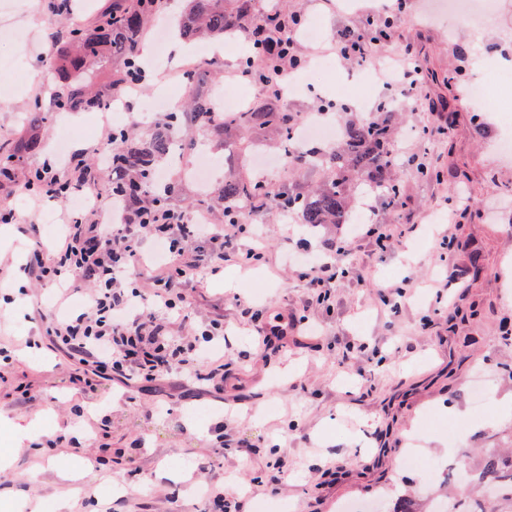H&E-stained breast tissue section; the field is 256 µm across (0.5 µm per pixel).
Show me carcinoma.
Returning a JSON list of instances; mask_svg holds the SVG:
<instances>
[{"instance_id":"cac0c4a2","label":"carcinoma","mask_w":512,"mask_h":512,"mask_svg":"<svg viewBox=\"0 0 512 512\" xmlns=\"http://www.w3.org/2000/svg\"><path fill=\"white\" fill-rule=\"evenodd\" d=\"M189 2V8L175 23L176 34L186 41L207 37L221 42L256 29L251 22L253 0H237V6L230 11L224 9V0ZM156 10L157 6L150 4V0H112V8L93 25L75 26L59 37L56 74L63 85L61 109L83 112L102 104L101 95L88 96L84 85L77 80V74L91 61L133 57L144 25ZM213 111L215 107L210 97L203 93L192 97L196 121L205 122L207 114ZM297 120V114L281 108L277 98L271 96L263 103L251 105L245 112L211 125V129L227 132L236 124L272 128L287 142ZM177 134L175 125L169 123L156 129L142 143L119 140L105 144L106 155L116 160L114 169L125 172L132 179L131 186L143 189L155 176L157 158L174 152ZM392 145V129L387 120L369 114L360 121H351L344 128L336 150L325 154L310 148L289 163L293 168L302 164L325 166L330 177L320 190L303 195L275 191L251 179L228 177L222 188L224 211L233 217L247 207L260 210L275 206L292 210L302 224H344L350 215V191L354 187L380 191L386 195L388 204L396 207L401 203V190L388 176L393 165ZM457 468L465 474V481L453 484L446 512H486L475 495L489 485L512 501V453L499 451L484 456L476 477L470 473L465 459L457 461Z\"/></svg>"}]
</instances>
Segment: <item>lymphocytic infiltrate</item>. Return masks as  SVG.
Instances as JSON below:
<instances>
[{"label":"lymphocytic infiltrate","mask_w":512,"mask_h":512,"mask_svg":"<svg viewBox=\"0 0 512 512\" xmlns=\"http://www.w3.org/2000/svg\"><path fill=\"white\" fill-rule=\"evenodd\" d=\"M336 50L343 59L372 65L382 80H393L414 111H443V104L425 92L423 69L412 44L391 50V58L399 64L393 73L363 37L343 33ZM34 179L74 218L51 251L31 259V276L65 288L85 281L92 284L85 309L46 322L43 337L49 345L105 380L115 375L150 380L159 369H175L223 392L224 366L207 354L211 342L223 336V324L214 322L177 338L170 334L166 315L186 309L189 298L183 285L188 278H204L228 262L258 263L265 255L264 244L240 247L237 237L246 233L244 224L225 230L199 224L168 204L142 201L129 193L123 194L113 223L85 222L78 216V199L99 193V182L69 158L36 171ZM149 244L162 248L163 259L143 274L141 284L128 282V270L143 264V249Z\"/></svg>","instance_id":"1"}]
</instances>
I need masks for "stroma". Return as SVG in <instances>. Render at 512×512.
<instances>
[{
    "label": "stroma",
    "mask_w": 512,
    "mask_h": 512,
    "mask_svg": "<svg viewBox=\"0 0 512 512\" xmlns=\"http://www.w3.org/2000/svg\"><path fill=\"white\" fill-rule=\"evenodd\" d=\"M58 0H15L0 11V57L22 56L27 78L0 106V158L21 136L40 141L37 152L12 161L11 178L0 177V213H13L11 240H0V338L13 340L12 361L0 373V453L10 464L0 469V512L7 501L29 500L40 512H214V504L191 497L196 486L223 493L227 512H268L288 504L291 512H336L340 502L371 500L395 479L416 487L433 482L431 474L404 471L401 462L408 431L422 414H436L424 439L431 457L455 462L469 455L479 467L486 449L512 444V209L493 217L494 205L512 199V162L502 161L496 144L503 136L498 114L512 106V83L488 78L484 103L465 92L484 49L498 47L512 60V41L503 26L512 12L478 29H455L451 21L422 16L419 0L397 13L393 0H371L362 7L327 5L325 0H255V19L272 7L300 14L320 30L316 41L299 40L296 52L310 62L322 44L338 33L365 36L390 29L415 46L431 98L448 111L415 112L394 103L393 89L377 74L359 95L354 92L300 93L284 100L302 115L332 104L337 126L376 110L397 129L398 160L389 172L401 188V203L389 207L381 193L356 199L359 223L384 225L385 248L368 237H353L345 224L308 230L274 210L246 211L247 223L263 234L264 262L225 264L204 279L188 280L187 317L171 328L213 320L224 323V391L186 380L178 371L156 380L77 382L76 365L49 349L40 336L46 320L64 310L85 307L89 286L35 288L24 269L25 255L57 241L70 215L56 199L31 207L21 190L31 174L66 155L87 161L107 134L100 109L60 112L48 99L58 92L54 48L48 33L65 32L75 22L95 21L112 0H75L72 10H57ZM237 53L218 55L198 43L209 93L223 83L228 68L238 67L246 37ZM184 52L170 49L165 70L147 68L146 80L127 107L115 113V126L135 142L145 141L165 113L153 103L163 73H178ZM41 106L45 121L26 122ZM446 124L444 137L428 140L422 125ZM276 131L236 128L223 136L208 128L186 126L179 159L157 160L161 181L175 182L169 206L194 214L212 211L224 221L220 181L200 188L188 171L197 156L228 164L233 175L257 178L296 193L321 185L320 168L268 173L257 165L261 154L280 151ZM423 155L439 179L420 177L410 158ZM468 201L457 209L456 196ZM55 215L54 225L43 221ZM448 238L452 252L439 246ZM344 244L346 272L318 302L308 288L307 259L330 257L332 244ZM258 319L244 316V307ZM293 318L287 343H265L261 329L274 317ZM486 380L489 403L475 407L470 383ZM81 406L83 416L72 413ZM27 425L15 441L8 425ZM223 434H216V424ZM65 443H56V436ZM73 467L94 463L92 484L68 483L57 475L56 458ZM183 473L185 482L165 478Z\"/></svg>",
    "instance_id": "obj_1"
}]
</instances>
